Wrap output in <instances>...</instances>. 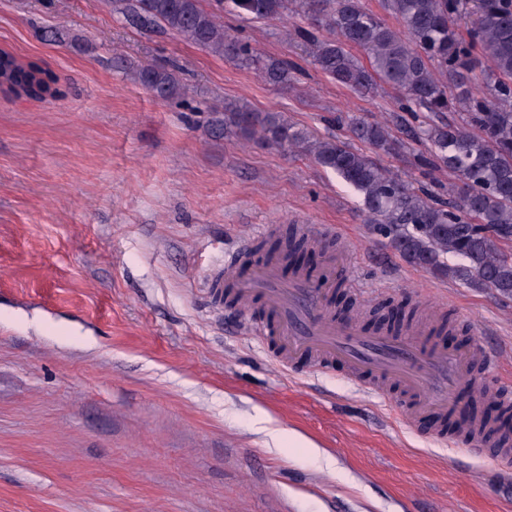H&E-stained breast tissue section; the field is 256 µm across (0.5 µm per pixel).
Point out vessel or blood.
Wrapping results in <instances>:
<instances>
[{
  "mask_svg": "<svg viewBox=\"0 0 512 512\" xmlns=\"http://www.w3.org/2000/svg\"><path fill=\"white\" fill-rule=\"evenodd\" d=\"M253 248L248 242L225 252L208 290L211 297H222L230 281L242 300L261 304L249 330L272 348L279 365L301 363L317 371L341 365L361 390L384 399L391 387H399L408 397L400 412L411 423L430 410L455 414L459 389L486 388L474 370L485 356L481 345L457 351L435 343L425 327L396 334L336 321L328 312L336 286L334 261L286 276L278 263L253 257Z\"/></svg>",
  "mask_w": 512,
  "mask_h": 512,
  "instance_id": "1",
  "label": "vessel or blood"
}]
</instances>
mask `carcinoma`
Segmentation results:
<instances>
[{
    "instance_id": "obj_1",
    "label": "carcinoma",
    "mask_w": 512,
    "mask_h": 512,
    "mask_svg": "<svg viewBox=\"0 0 512 512\" xmlns=\"http://www.w3.org/2000/svg\"><path fill=\"white\" fill-rule=\"evenodd\" d=\"M111 11L141 32H166L202 49L254 67L270 85L288 89V64L263 57L224 30V4L248 20L303 17L312 30L295 29L307 56L323 74L355 91L383 83L400 93L391 122L352 123V137L377 153L403 155L416 142L431 145L420 164L446 169L460 182L446 206L350 143L318 138L282 112H258L245 102L224 103L211 124L245 144L304 151L334 171L362 196L372 231L416 266L432 269L471 288H488L512 299V0H387L400 28L366 10L362 0H104ZM475 17L468 41L457 35L465 6ZM359 49L365 66L350 52ZM490 68L477 71L478 58ZM114 67L162 102L181 95L171 71L135 65L124 57ZM487 92H478L479 84ZM33 85L51 90L45 72L0 51V90L17 97ZM456 112V121L418 112ZM273 251L286 270H313L314 249L296 233L256 252ZM456 258L453 264L448 258Z\"/></svg>"
}]
</instances>
